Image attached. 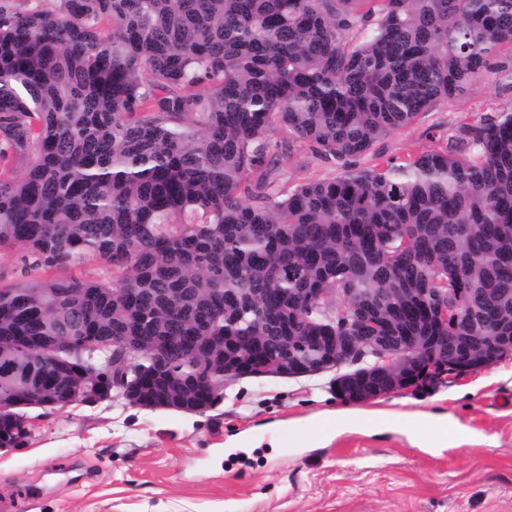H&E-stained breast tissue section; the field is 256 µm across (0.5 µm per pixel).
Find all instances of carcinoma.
<instances>
[{"instance_id": "cac0c4a2", "label": "carcinoma", "mask_w": 512, "mask_h": 512, "mask_svg": "<svg viewBox=\"0 0 512 512\" xmlns=\"http://www.w3.org/2000/svg\"><path fill=\"white\" fill-rule=\"evenodd\" d=\"M506 48L512 0H0V251L24 250L23 280L0 275V379L14 363L66 407L47 336H135L131 366L161 352L187 384L357 336L344 356L383 392L369 321L389 348L512 353V110L356 167ZM304 146L340 173L270 190ZM99 259L118 273L47 276ZM444 288L466 289L450 327ZM74 364L95 391L112 347ZM30 436L0 418L1 445Z\"/></svg>"}]
</instances>
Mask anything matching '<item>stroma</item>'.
I'll return each instance as SVG.
<instances>
[{
  "mask_svg": "<svg viewBox=\"0 0 512 512\" xmlns=\"http://www.w3.org/2000/svg\"><path fill=\"white\" fill-rule=\"evenodd\" d=\"M512 109V70L492 67L463 98L378 140L375 156L446 145L462 123ZM336 169L300 147L276 176L293 188ZM335 371L226 382L201 414L141 409L121 397L35 409L25 447L0 450V500L20 512H512V357L417 394L343 403ZM336 429L317 436L323 411ZM445 416L469 443L421 448Z\"/></svg>",
  "mask_w": 512,
  "mask_h": 512,
  "instance_id": "1",
  "label": "stroma"
}]
</instances>
